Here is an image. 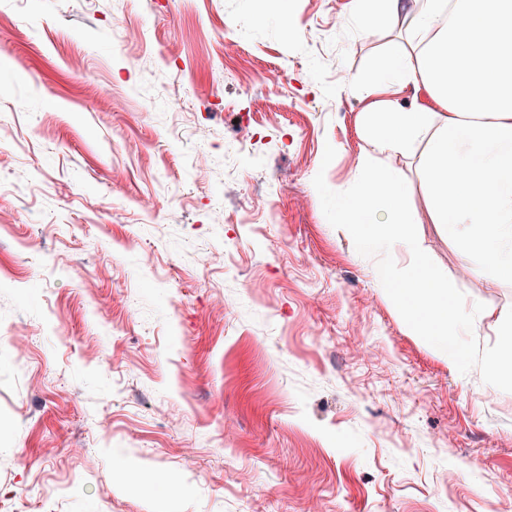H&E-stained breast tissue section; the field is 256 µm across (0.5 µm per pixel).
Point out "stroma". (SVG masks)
Returning <instances> with one entry per match:
<instances>
[{"mask_svg":"<svg viewBox=\"0 0 512 512\" xmlns=\"http://www.w3.org/2000/svg\"><path fill=\"white\" fill-rule=\"evenodd\" d=\"M352 11L0 0V512H512V387L485 368L512 279L415 225L460 292L445 352L380 285L404 258L332 221L361 113L416 98L365 92L399 28ZM427 150L389 160L421 211Z\"/></svg>","mask_w":512,"mask_h":512,"instance_id":"1","label":"stroma"}]
</instances>
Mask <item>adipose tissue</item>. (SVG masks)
<instances>
[{"mask_svg":"<svg viewBox=\"0 0 512 512\" xmlns=\"http://www.w3.org/2000/svg\"><path fill=\"white\" fill-rule=\"evenodd\" d=\"M355 0L354 16L402 30L368 71L377 82L412 85L426 100L410 109L371 105L361 136L373 153L357 160L360 180L336 208L339 229L407 258L386 278L391 297L422 335L447 344L460 323L457 289L421 253L412 225L431 219L477 250L483 267L512 276V0ZM427 142L421 180L427 214L408 210L406 185L385 159Z\"/></svg>","mask_w":512,"mask_h":512,"instance_id":"obj_1","label":"adipose tissue"}]
</instances>
